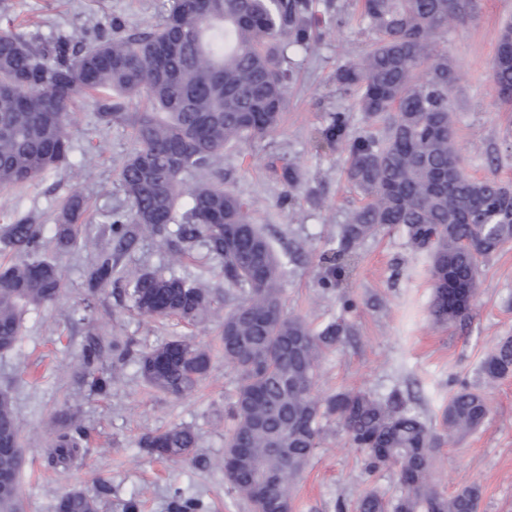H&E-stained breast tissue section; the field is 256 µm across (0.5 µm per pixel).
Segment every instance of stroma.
Instances as JSON below:
<instances>
[{
    "label": "stroma",
    "mask_w": 512,
    "mask_h": 512,
    "mask_svg": "<svg viewBox=\"0 0 512 512\" xmlns=\"http://www.w3.org/2000/svg\"><path fill=\"white\" fill-rule=\"evenodd\" d=\"M4 2L0 26L11 22L29 37L61 33L91 43L102 34L108 16L131 27L158 24L167 0ZM357 3L308 0L314 37L308 48L287 50L292 78L281 124L275 133L241 142L226 153L223 184L271 232L287 271L285 311L304 316L317 330L332 321L348 327V336L321 360L320 394L361 389L383 399L397 390L410 411L432 422L460 387L484 390L488 418L477 431L439 448L434 477L449 494L479 486L478 512H512V376L489 385L481 372L496 344L512 336V244L485 262L481 292L461 325L432 323L429 256L412 248L400 227L366 239L337 286H321L331 274L328 258L338 230L361 203L347 177L348 140L384 134L383 123L366 120L354 95L336 80L338 69L371 43ZM475 3L473 14L449 28L442 42L458 76L451 97L456 138L469 176L494 177L512 186V105L499 101L491 70L499 30L512 21V0ZM334 112L345 113L347 137L328 145L321 132ZM69 135L72 167L54 170L22 190L0 188V212L41 224L48 240L70 191L90 202L84 230L92 237L107 214L130 208L119 182L134 148L130 129H101L96 106L88 101L79 107ZM287 166L296 170L295 182L284 180ZM91 261L85 253L61 259L60 300L29 311L16 347L0 353V388L12 393L22 443L21 512H52L55 496L74 487L95 496L99 512H176L180 498L197 502L199 512H251L217 465L237 381L224 363L219 316L193 324L141 317L121 282L89 295L85 274ZM167 264L177 276L204 279L216 297H223L224 263L200 240L186 245L181 261L173 264L165 236L145 235L119 266ZM178 337L193 340L211 356L207 377L180 398L152 388L133 359L118 360L115 352L127 342L143 350ZM92 344L104 367L117 371L103 394L92 391L82 377V351ZM67 406L89 437L82 464L62 471L48 462L51 438L45 426ZM176 424L191 426L197 434L193 459L170 462L140 448L143 436ZM323 426L320 446L296 486L293 512H354L366 492L387 499L399 495L394 470L366 471L364 453L350 446L336 418L325 419Z\"/></svg>",
    "instance_id": "obj_1"
}]
</instances>
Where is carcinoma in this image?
<instances>
[{
  "mask_svg": "<svg viewBox=\"0 0 512 512\" xmlns=\"http://www.w3.org/2000/svg\"><path fill=\"white\" fill-rule=\"evenodd\" d=\"M462 4L361 0L360 17L374 41L336 74L356 92L359 111L383 121L385 133L379 140L359 136L350 142L347 173L364 202L342 226L332 261L348 265L361 242L403 227L413 248L431 253L429 314L437 324L470 318L484 262L512 243V187L466 174L456 142L451 93L457 75L438 40L467 17ZM307 7V0H222L220 9L214 0H170L156 28L126 30L113 20L112 37L89 45L1 29L0 187L29 185L68 165L71 108L82 96L98 97L100 124L129 127L134 134L136 146L120 172L130 211L108 219L104 228L115 250L100 249L83 232L88 202L72 191L58 212L53 246L60 254L94 250L87 273L91 294L112 286L120 253L137 236L160 234L170 224L176 225L175 239L167 242L171 260L199 239L223 259L232 305L220 339L238 384L220 466L233 491L255 509L256 472H273L266 499L290 512L294 488L320 445L321 420L334 415L350 444L365 453L367 469L391 467L401 486L394 501L365 493L355 512H477L480 488L448 495L433 466L445 438L484 423V395L462 387L438 421L428 423L395 395L383 400L364 391L317 394L320 359L345 328L332 322L317 333L304 317L284 313L285 268L246 204L219 181L224 150L279 127L289 70L278 44L308 41ZM492 74L498 96L511 104V22L499 33ZM135 100L143 106L131 112ZM345 130L346 118L336 112L324 135L338 141ZM187 175L200 177L188 194ZM0 245L15 256L0 263V352H8L18 342L25 309L54 304L62 279L58 266L41 258L46 243L39 225H0ZM123 278L133 308L146 318L193 322L219 303L201 279L142 269L125 271ZM136 360L151 386L174 397L191 392L211 364L209 353L189 340L142 350ZM98 364V350L86 348L82 366L92 389L104 393L112 375ZM482 371L489 383L512 373L511 337L487 355ZM85 436L73 418L54 426L51 463L68 468ZM196 443L191 427L176 425L143 437L139 445L177 461L188 459ZM276 448L288 449V457ZM19 456L16 411L9 391L0 389V512H19ZM54 512H98V502L80 489H66L56 495Z\"/></svg>",
  "mask_w": 512,
  "mask_h": 512,
  "instance_id": "1",
  "label": "carcinoma"
}]
</instances>
